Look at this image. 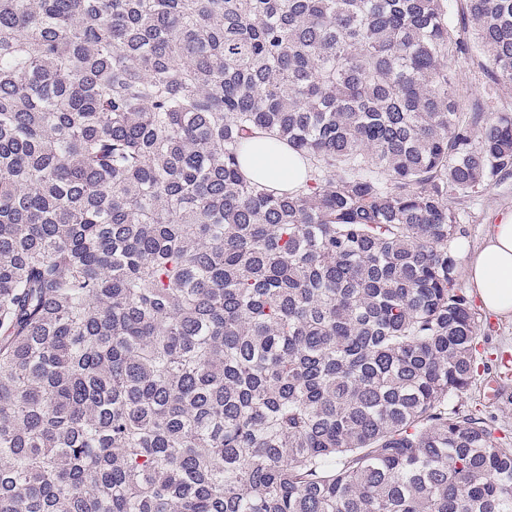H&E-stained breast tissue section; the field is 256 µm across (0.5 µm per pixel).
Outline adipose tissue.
<instances>
[{
    "label": "adipose tissue",
    "instance_id": "obj_1",
    "mask_svg": "<svg viewBox=\"0 0 512 512\" xmlns=\"http://www.w3.org/2000/svg\"><path fill=\"white\" fill-rule=\"evenodd\" d=\"M244 166L258 178L264 177L266 171H273L277 180L291 189L305 182L308 176L304 162L290 157L280 164L249 157ZM464 274L487 313L512 320V212L490 226L484 241L470 254Z\"/></svg>",
    "mask_w": 512,
    "mask_h": 512
}]
</instances>
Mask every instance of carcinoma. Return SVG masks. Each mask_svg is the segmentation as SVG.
Listing matches in <instances>:
<instances>
[{"mask_svg":"<svg viewBox=\"0 0 512 512\" xmlns=\"http://www.w3.org/2000/svg\"><path fill=\"white\" fill-rule=\"evenodd\" d=\"M476 58L512 89V0H0V512H512ZM242 163L246 170L256 178L264 177L265 171L270 169L283 187H288V189L305 182L308 176L307 165L302 160L287 158L285 155H283V164L272 163L264 158L256 160L254 157L245 158V162L242 161ZM456 207L466 234L453 248L460 264L461 286L474 300L480 314L477 341L485 362V370L481 365L480 376L468 391L465 404L490 412L501 429L497 435L512 437V371L509 375L500 363L502 352L512 354V212L499 217L497 224H491L499 211L512 209V176ZM467 249L473 252L465 265ZM464 274L468 287L492 315L479 308L478 300L467 288ZM492 385L496 388L494 393L489 389Z\"/></svg>","mask_w":512,"mask_h":512,"instance_id":"obj_1","label":"carcinoma"}]
</instances>
